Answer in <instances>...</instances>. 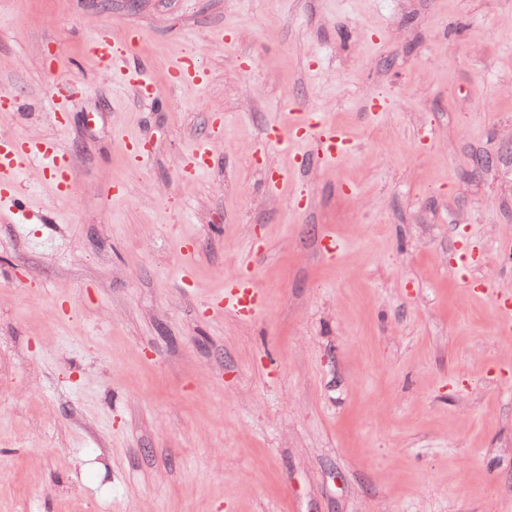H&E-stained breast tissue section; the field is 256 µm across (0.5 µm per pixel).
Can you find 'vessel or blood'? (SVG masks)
Instances as JSON below:
<instances>
[{"label":"vessel or blood","instance_id":"vessel-or-blood-1","mask_svg":"<svg viewBox=\"0 0 512 512\" xmlns=\"http://www.w3.org/2000/svg\"><path fill=\"white\" fill-rule=\"evenodd\" d=\"M137 37L133 32H126L123 39H116L103 34L89 44L91 56L106 69L120 68L123 59ZM173 73L177 83H200L206 78L205 72L194 62L193 58H181ZM316 137L324 145L325 156L336 158L344 154L349 146L346 132L333 124L315 121L308 112H292L288 115V124L268 130L267 140L279 147L306 137ZM35 155L51 157V174L59 194H71L76 184L66 155L51 141L22 142L0 139V185L9 188L11 213L24 212L26 189L18 177L23 165ZM215 160L209 143H199L194 151L185 157L182 164L184 175L190 176L198 170L209 167ZM263 300V296L252 278L237 275L224 283V293L216 299L217 305L235 308L245 315H253Z\"/></svg>","mask_w":512,"mask_h":512}]
</instances>
